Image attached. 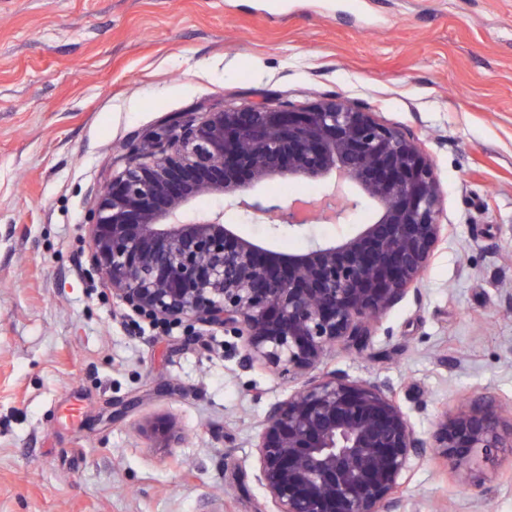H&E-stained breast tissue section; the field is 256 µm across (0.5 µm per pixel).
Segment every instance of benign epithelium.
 I'll use <instances>...</instances> for the list:
<instances>
[{
  "label": "benign epithelium",
  "mask_w": 512,
  "mask_h": 512,
  "mask_svg": "<svg viewBox=\"0 0 512 512\" xmlns=\"http://www.w3.org/2000/svg\"><path fill=\"white\" fill-rule=\"evenodd\" d=\"M98 193L89 262L112 297L151 322H190L242 340L244 368L264 364L301 386L268 407L254 448L275 512H398L411 462L432 451L456 469L512 445V419L478 397L411 426L386 384L317 372L338 342L364 343L417 289L450 225L440 183L415 135L340 96L303 105L187 113L129 148ZM345 179L358 194L317 202L341 221L374 203L377 218L340 242L281 253L224 224V211L182 221L202 193L255 222L301 228L297 204L244 191L275 175ZM145 431L174 438L168 421Z\"/></svg>",
  "instance_id": "1"
}]
</instances>
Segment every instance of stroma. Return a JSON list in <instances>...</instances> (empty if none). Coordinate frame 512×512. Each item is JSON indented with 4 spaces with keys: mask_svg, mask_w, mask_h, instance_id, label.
<instances>
[{
    "mask_svg": "<svg viewBox=\"0 0 512 512\" xmlns=\"http://www.w3.org/2000/svg\"><path fill=\"white\" fill-rule=\"evenodd\" d=\"M332 95L418 137L453 234L322 370L388 383L425 437L481 393L512 413V0H0V512H273L254 442L295 383L242 368L236 336L126 314L87 222L171 117ZM218 210L287 254L375 218L291 230L218 196L187 208ZM159 417L182 442L140 432ZM399 512H512V449L469 478L414 460Z\"/></svg>",
    "mask_w": 512,
    "mask_h": 512,
    "instance_id": "1",
    "label": "stroma"
}]
</instances>
